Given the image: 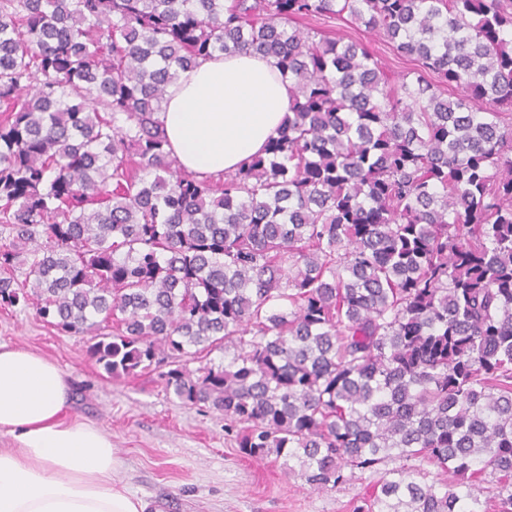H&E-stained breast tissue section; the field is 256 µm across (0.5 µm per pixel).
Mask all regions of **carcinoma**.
Instances as JSON below:
<instances>
[{"instance_id":"cac0c4a2","label":"carcinoma","mask_w":512,"mask_h":512,"mask_svg":"<svg viewBox=\"0 0 512 512\" xmlns=\"http://www.w3.org/2000/svg\"><path fill=\"white\" fill-rule=\"evenodd\" d=\"M345 13L418 68L295 26ZM243 51L290 111L199 178L167 89ZM0 105V306L158 371L313 491L421 458L442 479L403 464L375 512H484L485 473L512 512V0H0Z\"/></svg>"}]
</instances>
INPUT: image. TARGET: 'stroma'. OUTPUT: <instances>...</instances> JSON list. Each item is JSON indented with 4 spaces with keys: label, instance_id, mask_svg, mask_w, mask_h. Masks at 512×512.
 <instances>
[{
    "label": "stroma",
    "instance_id": "35a3bbf8",
    "mask_svg": "<svg viewBox=\"0 0 512 512\" xmlns=\"http://www.w3.org/2000/svg\"><path fill=\"white\" fill-rule=\"evenodd\" d=\"M298 25L363 45L391 76L413 67L385 37L349 16L306 18ZM88 342L43 322L33 306L0 307V343L27 348L59 365L69 381L71 414L111 437L119 477L157 512H361L384 473L396 466L388 460L376 469L355 471L335 488L309 490L282 462L240 454L221 413L166 396L156 374L109 376L88 358Z\"/></svg>",
    "mask_w": 512,
    "mask_h": 512
}]
</instances>
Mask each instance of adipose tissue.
Instances as JSON below:
<instances>
[{
	"label": "adipose tissue",
	"instance_id": "obj_1",
	"mask_svg": "<svg viewBox=\"0 0 512 512\" xmlns=\"http://www.w3.org/2000/svg\"><path fill=\"white\" fill-rule=\"evenodd\" d=\"M273 58L218 54L181 71L161 118L179 166L199 176L232 171L261 153L289 111ZM54 362L0 344V512H149L118 477L112 440L69 413Z\"/></svg>",
	"mask_w": 512,
	"mask_h": 512
}]
</instances>
